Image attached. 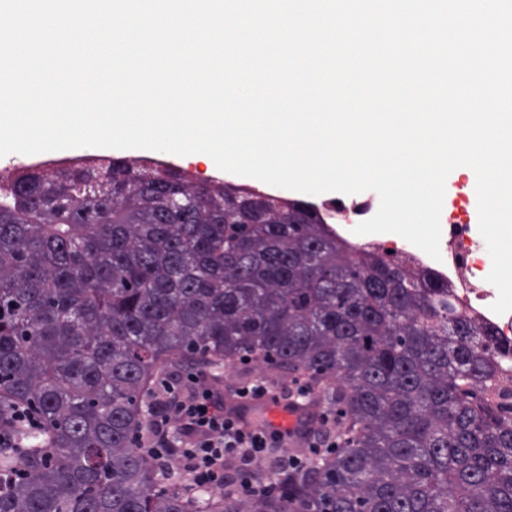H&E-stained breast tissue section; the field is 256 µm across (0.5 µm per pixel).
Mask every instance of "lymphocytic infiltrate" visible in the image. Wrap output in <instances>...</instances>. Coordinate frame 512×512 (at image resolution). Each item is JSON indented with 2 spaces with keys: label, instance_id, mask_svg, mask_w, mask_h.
Instances as JSON below:
<instances>
[{
  "label": "lymphocytic infiltrate",
  "instance_id": "1",
  "mask_svg": "<svg viewBox=\"0 0 512 512\" xmlns=\"http://www.w3.org/2000/svg\"><path fill=\"white\" fill-rule=\"evenodd\" d=\"M206 370L183 369L158 379L147 398L146 415L135 435L137 447L151 461L173 467L192 493L229 489L242 496L278 491L277 481H257L254 462L278 449V467L301 469L306 459L288 454L290 436L305 440L318 457L330 442L323 430L336 422L335 412L317 422H300L296 431H281L262 423H248L245 413L261 404L269 389L257 379L237 389L235 407L224 404L221 390L208 385Z\"/></svg>",
  "mask_w": 512,
  "mask_h": 512
}]
</instances>
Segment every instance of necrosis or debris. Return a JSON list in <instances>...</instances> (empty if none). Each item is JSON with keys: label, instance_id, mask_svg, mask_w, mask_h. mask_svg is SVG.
Instances as JSON below:
<instances>
[{"label": "necrosis or debris", "instance_id": "4bbe7bcc", "mask_svg": "<svg viewBox=\"0 0 512 512\" xmlns=\"http://www.w3.org/2000/svg\"><path fill=\"white\" fill-rule=\"evenodd\" d=\"M377 209L373 197L369 196L348 203L330 199L322 202L319 212L328 229L352 247L391 253L408 268L446 284L459 313L492 330L496 386L491 398L506 416H512V311L497 314L491 309L498 291L487 280L490 255L483 237L474 234L468 221L443 225L441 257L436 260L399 236L355 234V227L370 219Z\"/></svg>", "mask_w": 512, "mask_h": 512}]
</instances>
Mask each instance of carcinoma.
I'll list each match as a JSON object with an SVG mask.
<instances>
[{
	"label": "carcinoma",
	"mask_w": 512,
	"mask_h": 512,
	"mask_svg": "<svg viewBox=\"0 0 512 512\" xmlns=\"http://www.w3.org/2000/svg\"><path fill=\"white\" fill-rule=\"evenodd\" d=\"M490 332L448 288L348 249L317 206L135 160L0 188V512H512ZM260 358L340 407L336 448L273 494L202 498L135 446L161 367ZM42 427L39 417L34 411L26 407H16L11 415L10 422L0 429V443L10 445L13 432L17 429L38 431Z\"/></svg>",
	"instance_id": "cac0c4a2"
}]
</instances>
